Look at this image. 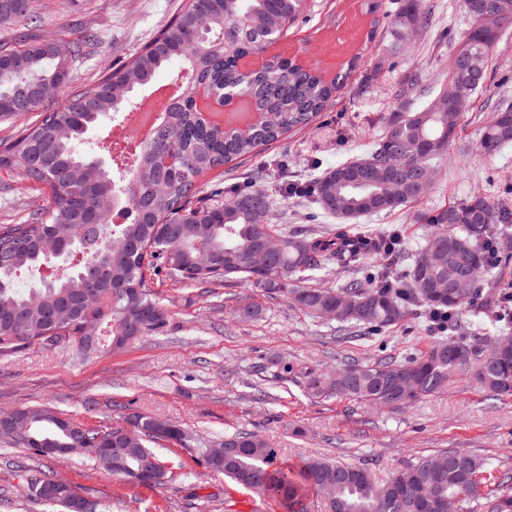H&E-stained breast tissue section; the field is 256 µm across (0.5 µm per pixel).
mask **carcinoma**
I'll use <instances>...</instances> for the list:
<instances>
[{"label":"carcinoma","instance_id":"obj_1","mask_svg":"<svg viewBox=\"0 0 512 512\" xmlns=\"http://www.w3.org/2000/svg\"><path fill=\"white\" fill-rule=\"evenodd\" d=\"M470 29L448 65V80L472 86L464 96L428 92L422 107L395 112L375 147L362 157L331 168L310 182L288 181V163L261 167L246 183L224 195V181L203 195L201 177L252 157L289 132L309 125L326 110L346 76L332 80L298 61L272 55L258 76L250 60L266 52L290 25L310 10L309 0H189L146 45L128 60L110 67L87 88L69 85V70L97 42L93 33L70 43V56L55 55L50 38L35 33L17 44L0 42V117L30 112L39 105L37 85L53 86L62 105L0 149V170L17 171L50 193L49 206L21 224L0 225V352L40 339H68L86 354L122 352L144 336L161 334L171 315L147 286V278L175 277L189 287H213L240 277L268 294L279 293L305 314L373 333L400 325L420 312L434 339L427 349L401 361L349 365L334 372L306 366L297 372L302 390L313 398L345 397L380 408H397L432 395L448 384V374L473 372L493 396L512 395V340H485L462 327L459 315L495 313L512 318L508 292L477 285L479 273L512 263V243L495 241V224L512 223V208L481 197L448 203L420 213L431 225L425 243L410 255L405 276L391 268L405 253L398 230L367 237L339 227L333 233H288L274 213L270 196L253 182L272 173L283 178L290 195L313 198L323 213L342 221L403 210L428 196L417 171L443 163L474 96L488 86L489 57L498 30L512 23V0H463ZM422 0H401L391 27L397 44L414 29L429 25ZM201 15L207 28L194 23ZM41 18L31 0H0V24ZM177 86L176 99L161 112L153 139L137 146L133 159L116 153L112 132L92 142L87 133L106 118L136 109L137 94L162 71ZM222 89L248 95L263 113L260 127L246 136L208 120L203 93ZM512 143V104L494 109L480 128L478 149L487 157ZM107 155L112 170L93 163ZM81 253L76 271L42 288L21 293L18 275L39 270L73 251ZM376 260L370 277H356L341 289L312 288L305 277L328 261L350 266ZM103 337L96 348L85 337ZM455 355L445 354L448 347ZM263 370L277 381L293 368L277 359ZM29 426V441L16 440L8 427L0 438L16 448L43 455L44 448H69L81 435L95 446L118 430L64 426L55 413L39 407L14 410L5 419ZM137 428L122 438L126 470L112 467V457L91 459L127 480V471L156 456L152 443L183 446L189 434L178 424L146 411H131ZM201 461L235 486L277 502L282 512H307L312 496H327L334 512H420L396 486L431 484L442 500L455 498L459 512H512V475L500 477L486 491L496 470L485 457L464 450L421 456L380 482L353 474L354 466L320 457L296 464L283 459L261 435L224 434L200 449ZM55 485L43 474L27 479L26 496L55 512L59 498L41 495L33 482Z\"/></svg>","mask_w":512,"mask_h":512}]
</instances>
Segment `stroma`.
Returning a JSON list of instances; mask_svg holds the SVG:
<instances>
[{"label":"stroma","mask_w":512,"mask_h":512,"mask_svg":"<svg viewBox=\"0 0 512 512\" xmlns=\"http://www.w3.org/2000/svg\"><path fill=\"white\" fill-rule=\"evenodd\" d=\"M275 44L276 52L332 77L347 72L331 108L308 126L274 142L258 156L225 173V187L242 184L246 173L287 159L299 179L363 154L382 134L392 113L405 111L407 77L418 68L434 86L448 80V61L470 22L461 0H425L431 26L403 46L388 31L399 0H313ZM186 0H32L41 31L68 42L97 34L89 55L72 67L70 84H95L107 64L126 60L149 40ZM488 87L460 121L447 162L434 188L417 208L349 222L355 236L400 229L408 250L420 248L431 227L416 221L435 209L475 195L512 205V145L492 157L479 154V129L489 107L512 103V24L498 32ZM289 230L333 231L336 219L317 217L309 198L286 196L279 178L263 183ZM44 188L16 173L0 171V224H16L47 206ZM151 289L171 312L164 333L141 338L120 354L84 356L74 342L39 340L0 352V413L44 407L88 427L120 424L123 407L150 412L185 427L187 446L164 444L157 453L185 463L186 471L155 488L112 476L80 454L63 459L31 456L0 443V512H43L23 496L28 470L53 472L86 497L94 512H243L250 496L222 474L196 464L201 444L227 431L256 432L288 460L317 455L366 465L386 479L423 454L463 448L493 458L497 474L512 473V396H489L471 373L457 371L438 394L397 409H376L347 398L312 400L297 383L270 398L275 381L261 365L276 358L294 369L319 365L400 360L431 342L422 318L410 316L379 334H344L335 324L311 318L284 297L268 295L240 280L214 288H191L160 276ZM263 311L242 319V300Z\"/></svg>","instance_id":"stroma-1"}]
</instances>
